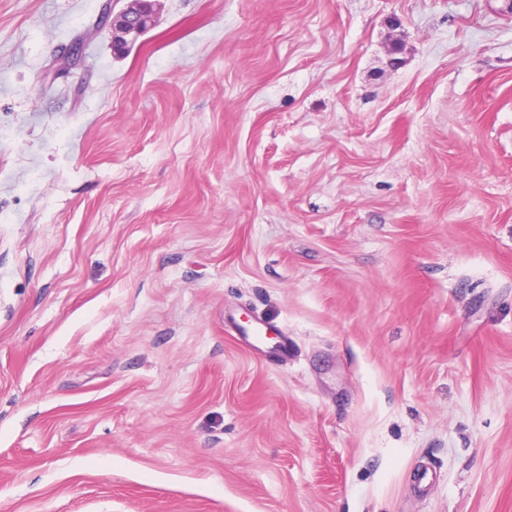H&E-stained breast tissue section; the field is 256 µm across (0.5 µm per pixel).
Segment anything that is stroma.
<instances>
[{"label":"stroma","instance_id":"35a3bbf8","mask_svg":"<svg viewBox=\"0 0 512 512\" xmlns=\"http://www.w3.org/2000/svg\"><path fill=\"white\" fill-rule=\"evenodd\" d=\"M104 3L0 0V512H512L505 0ZM150 0H132L118 14L112 16V45L125 49L129 41L148 32L154 24Z\"/></svg>","mask_w":512,"mask_h":512}]
</instances>
